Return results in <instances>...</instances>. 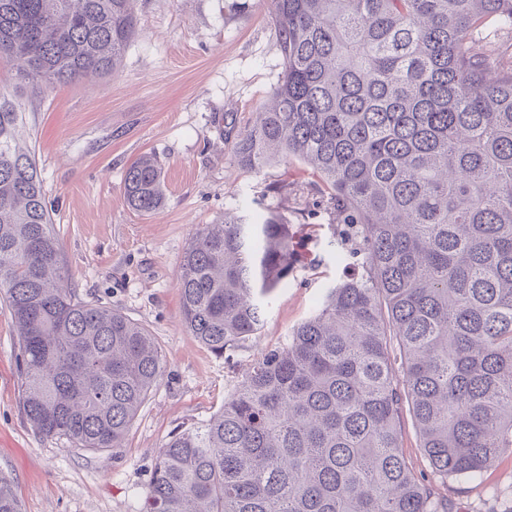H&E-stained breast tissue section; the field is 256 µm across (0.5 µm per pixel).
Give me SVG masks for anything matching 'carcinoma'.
I'll return each mask as SVG.
<instances>
[{
    "label": "carcinoma",
    "instance_id": "1",
    "mask_svg": "<svg viewBox=\"0 0 512 512\" xmlns=\"http://www.w3.org/2000/svg\"><path fill=\"white\" fill-rule=\"evenodd\" d=\"M134 0H0V55L46 88L102 79ZM281 81L234 143L240 166L309 168L336 213L322 251L355 262L201 425L159 451L146 512H448L437 484L512 453V0H271ZM21 107L0 94V297L22 409L75 448L120 445L163 373L150 332L78 300ZM128 206L163 205L161 167L125 172ZM291 225L226 212L191 233L178 288L189 336L222 355L260 335L294 279ZM410 416L430 471L401 448ZM0 512H21L0 476Z\"/></svg>",
    "mask_w": 512,
    "mask_h": 512
}]
</instances>
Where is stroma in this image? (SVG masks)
Listing matches in <instances>:
<instances>
[{
    "label": "stroma",
    "mask_w": 512,
    "mask_h": 512,
    "mask_svg": "<svg viewBox=\"0 0 512 512\" xmlns=\"http://www.w3.org/2000/svg\"><path fill=\"white\" fill-rule=\"evenodd\" d=\"M134 8L137 33L112 76L48 89L0 61V93L27 113L20 135L35 150L75 295L143 324L164 366L120 447L94 452L42 438L23 414L16 327L0 301V475L22 512H144L160 448L219 411L257 353L283 343L325 284L354 273L318 259L331 217L311 174L285 161L250 171L235 159L237 135L283 72L270 0H135ZM145 154L164 180V205L150 216L130 209L122 190ZM265 209L293 226L295 281L277 292L258 339L219 356L183 327L182 256L197 226ZM448 496L451 512H512V456Z\"/></svg>",
    "instance_id": "1"
}]
</instances>
